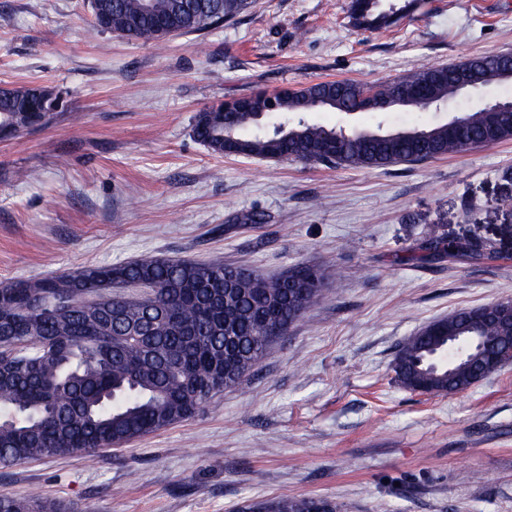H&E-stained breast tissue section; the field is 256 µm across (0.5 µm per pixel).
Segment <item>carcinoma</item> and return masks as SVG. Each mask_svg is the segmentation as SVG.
<instances>
[{"label": "carcinoma", "mask_w": 512, "mask_h": 512, "mask_svg": "<svg viewBox=\"0 0 512 512\" xmlns=\"http://www.w3.org/2000/svg\"><path fill=\"white\" fill-rule=\"evenodd\" d=\"M94 32L163 44L169 29L186 34L217 28L247 11L252 0H94ZM352 0L350 23L380 29L393 24ZM499 53L415 71L398 81L364 86L351 80L321 81L271 93L258 91L224 101L196 122L194 135L220 156L299 160L380 169L436 159L512 138V116L463 114L471 144L448 136V123L383 131L336 129L303 120L272 134L257 114L307 112V103L334 112H368V103L396 102L426 92L436 105L457 96L464 77L499 83ZM0 99V138L34 127L40 115L23 101L28 86ZM423 254L408 262L450 257L481 258L460 241L429 234ZM335 271L298 263L276 276L221 260L200 262L146 256L117 264L84 266L60 275L0 287V467L45 457L94 455L119 448L193 417L218 393L232 388L262 362L268 346L312 308ZM481 338L482 348L455 366H435L434 350L448 336ZM512 347V309L494 304L461 309L408 337L394 370L398 382L418 392H459L475 384L488 354ZM342 512L328 499L285 497L248 505L250 512ZM0 512H56L28 491L1 496Z\"/></svg>", "instance_id": "carcinoma-1"}]
</instances>
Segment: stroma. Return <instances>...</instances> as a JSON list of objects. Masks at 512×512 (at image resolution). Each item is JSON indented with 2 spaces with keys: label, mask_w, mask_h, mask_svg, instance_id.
<instances>
[{
  "label": "stroma",
  "mask_w": 512,
  "mask_h": 512,
  "mask_svg": "<svg viewBox=\"0 0 512 512\" xmlns=\"http://www.w3.org/2000/svg\"><path fill=\"white\" fill-rule=\"evenodd\" d=\"M351 2L254 0L159 45L91 32L87 0H0V85L42 83L65 101L49 125L0 140V286L143 256L336 270L203 411L93 457L0 468V495L34 488L65 512H242L286 496L343 512H512V364L447 395L394 372L429 322L512 300V139L366 170L221 157L193 136L199 112L259 90L373 86L512 51V0H382L401 13L369 31L350 25ZM496 100L512 101V84L440 112L304 118L392 131ZM250 211L265 223H243ZM431 232L490 254L406 262Z\"/></svg>",
  "instance_id": "obj_1"
}]
</instances>
